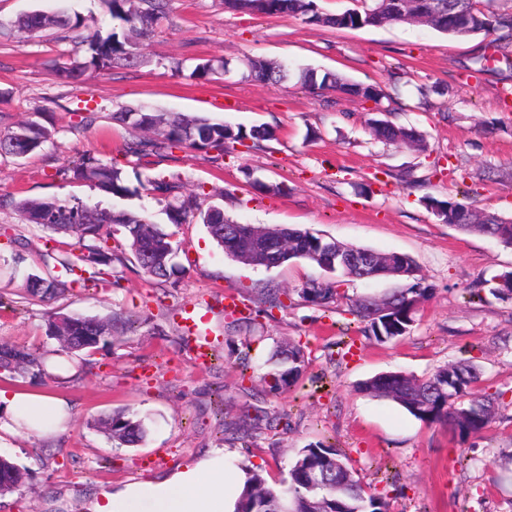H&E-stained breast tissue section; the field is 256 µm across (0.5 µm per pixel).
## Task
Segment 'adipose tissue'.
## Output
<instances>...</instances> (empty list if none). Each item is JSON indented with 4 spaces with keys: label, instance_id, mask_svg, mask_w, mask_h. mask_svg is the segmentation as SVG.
<instances>
[{
    "label": "adipose tissue",
    "instance_id": "obj_1",
    "mask_svg": "<svg viewBox=\"0 0 512 512\" xmlns=\"http://www.w3.org/2000/svg\"><path fill=\"white\" fill-rule=\"evenodd\" d=\"M70 409L60 397L0 389V431L15 434L24 419L38 433L57 434L65 430ZM244 484V474L226 469L217 450L166 478L104 492L92 512H233Z\"/></svg>",
    "mask_w": 512,
    "mask_h": 512
}]
</instances>
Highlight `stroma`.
Wrapping results in <instances>:
<instances>
[{
  "label": "stroma",
  "instance_id": "obj_1",
  "mask_svg": "<svg viewBox=\"0 0 512 512\" xmlns=\"http://www.w3.org/2000/svg\"><path fill=\"white\" fill-rule=\"evenodd\" d=\"M32 11L75 12L106 31L114 25L104 0H0V132L31 121L52 133L36 154L0 157V340L56 357L60 367L42 379L0 377V388L71 405L62 433L0 439V455L27 474L19 490L0 497V512H88L106 488L162 479L217 449L225 450L227 465L261 471L276 485L301 448L319 443L344 453L362 481L386 495L389 512H512V298L494 292L497 276L512 270V247L440 223L425 204L429 197L458 200L512 216V46L484 33L451 38L398 23L334 29L298 16L228 11L223 0H168L167 20L144 42L146 62L90 70L67 83L56 66L78 57L73 44L45 33L23 39L13 29L19 15ZM483 54L490 62L479 72L473 60ZM171 57L183 61L182 72L167 68ZM249 57L287 65V79L247 78ZM209 60L224 62L223 75L191 78ZM302 68L377 86L382 99L315 96L298 84ZM378 105L392 122L422 132L426 149L373 140L365 120ZM125 106L233 128L264 124L278 136L251 148L227 145L219 160L185 148L151 157L146 167L124 164L134 190L125 199L63 182L58 169L84 154L120 157L132 133L112 114ZM85 107L95 119L82 127L78 111ZM172 174L203 204L222 201L239 223L290 224L409 255L433 295L407 334L379 344L362 335L349 308L399 287V280L350 281L338 303L314 307L298 291L307 280L325 279L320 268L304 259L274 268L242 264L199 223L177 229L176 278L160 283L127 262L115 265L116 283L59 301L23 294L28 276L64 271L45 257L44 231L25 221L14 200L75 195L163 224L165 202L144 182ZM255 178L287 190L259 192ZM270 288L286 291L283 307L268 308ZM472 288L480 289V300L470 301ZM228 295L243 303L249 324L232 326L223 306ZM192 304L209 311L202 330L213 356L204 365L194 362L181 333L180 315ZM57 310L140 325L93 355L65 354L45 332V313ZM285 339L305 345L309 365L297 387L276 392L264 382L267 357ZM462 359L480 376L476 393L496 398L494 419L465 440L360 389L380 373L426 378ZM261 409L279 418L277 429H258L245 440L225 430V420L253 419ZM117 410L144 418L140 446L115 447L98 431L97 418Z\"/></svg>",
  "mask_w": 512,
  "mask_h": 512
}]
</instances>
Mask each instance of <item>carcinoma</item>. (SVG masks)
Returning <instances> with one entry per match:
<instances>
[{
	"instance_id": "carcinoma-1",
	"label": "carcinoma",
	"mask_w": 512,
	"mask_h": 512,
	"mask_svg": "<svg viewBox=\"0 0 512 512\" xmlns=\"http://www.w3.org/2000/svg\"><path fill=\"white\" fill-rule=\"evenodd\" d=\"M112 19L119 26L107 33L91 30L85 20L65 12H31L17 18L14 28L19 33L52 31L60 41L69 40L84 47L85 62L65 67L62 76L79 77L87 67L106 70L140 63L143 39L167 16V0H105ZM224 8L240 13L267 16L298 15L313 25L337 29L378 27L387 23L429 26L452 37H468L480 33L497 34L496 41L512 44V8L501 9L495 0H370L362 9H348L328 14L321 11L316 0H224ZM248 75L261 82H281L287 78L281 65L263 58L245 61ZM224 65L199 63L191 77L210 80L222 74ZM300 84L311 90L333 88L366 101L378 102L380 91L374 86L350 83L326 74L304 69ZM117 119L126 127L143 134L125 143L124 156L137 160L167 149L193 148L224 151L228 143H254L276 138L269 126H254L237 130L205 117L181 113L154 112L142 107H129L118 113ZM370 135L386 144L413 147L425 146L421 132L396 126L376 117L366 121ZM51 132L33 122H21L6 134L0 133V155L23 158L39 149ZM63 180L94 187L117 198L132 194L116 160L103 161L85 154L58 169ZM150 190L168 199L166 214L169 223L178 226L197 218L209 235L233 259L256 266L277 267L292 259H305L323 267L326 254L336 251V241L327 240L308 230L287 225L256 226L238 224L224 214L221 204L202 207L200 198L179 194L178 180L147 178ZM427 207L439 211L440 219L458 230L492 237L499 235L503 245L512 247V217H505L455 201L425 199ZM85 201L77 196L65 198H21L17 209L31 224L53 233V245L46 256L64 270L78 267L89 273L88 280L98 281L100 267L114 268L123 262L115 252L112 240L123 236L134 263L148 276L168 280L181 273L173 261L175 247L172 232H165L146 218L125 210L89 206L92 220H82ZM66 236L77 238V245L63 241ZM403 267L410 274L401 276L405 284L384 296H366L355 301L351 314L364 323L363 333L378 343H386L408 333L416 321L420 305L432 294L419 274L415 260L406 254L392 253L377 263L372 272L359 269H338L337 277L349 280H370L392 277ZM71 290V284L55 277H27L23 292L42 299L54 300ZM299 293L304 302L328 308L340 297L338 282L311 279ZM132 326L118 324L115 317H89L54 312L46 315V333L56 339L68 353H95L112 344L117 335ZM275 369L268 373L269 388L289 390L301 380L308 366L304 347L296 342L276 346L270 357ZM0 371L12 377L41 378L46 375L40 357L29 350L0 342ZM477 380L476 369L468 361L445 366L426 379L403 372H387L361 384L366 394L389 399L413 417L428 423L450 427L465 440L479 435L492 418L493 399L474 398L468 404L461 399ZM98 427L105 436L120 446H138L147 433L144 420L128 411H116L99 419ZM26 479L23 472L7 456L0 455V489L8 493L18 489ZM383 493L364 484L344 456L331 445H311L298 451L288 478L272 487L257 471L248 474L234 512H387Z\"/></svg>"
}]
</instances>
